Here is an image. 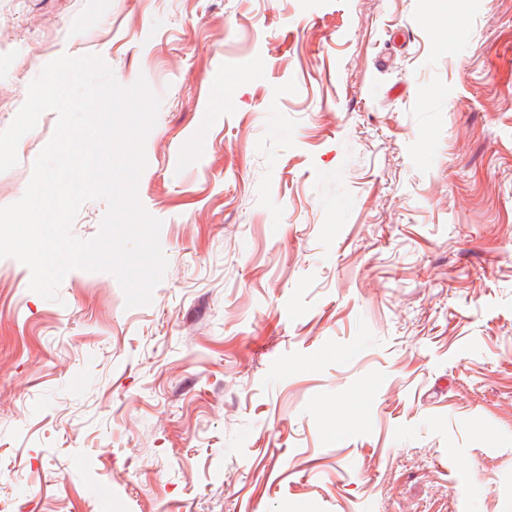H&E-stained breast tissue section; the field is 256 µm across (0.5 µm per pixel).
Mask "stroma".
<instances>
[{
    "label": "stroma",
    "instance_id": "obj_1",
    "mask_svg": "<svg viewBox=\"0 0 512 512\" xmlns=\"http://www.w3.org/2000/svg\"><path fill=\"white\" fill-rule=\"evenodd\" d=\"M64 54L161 99L167 268L0 259V502L512 512V0H0V131Z\"/></svg>",
    "mask_w": 512,
    "mask_h": 512
}]
</instances>
